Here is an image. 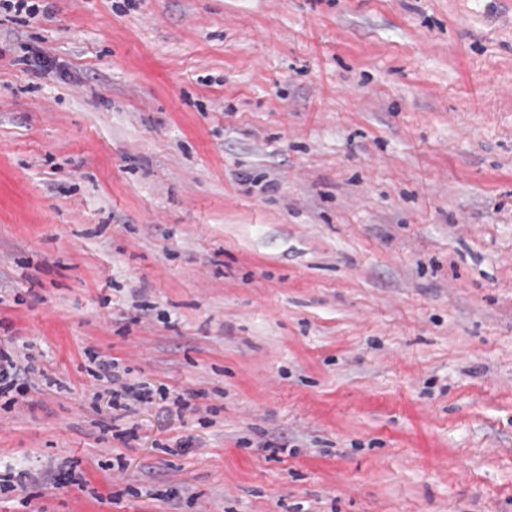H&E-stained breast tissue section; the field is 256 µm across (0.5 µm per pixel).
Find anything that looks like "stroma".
I'll list each match as a JSON object with an SVG mask.
<instances>
[{
	"label": "stroma",
	"mask_w": 512,
	"mask_h": 512,
	"mask_svg": "<svg viewBox=\"0 0 512 512\" xmlns=\"http://www.w3.org/2000/svg\"><path fill=\"white\" fill-rule=\"evenodd\" d=\"M44 3L0 16V336L53 380L0 512H512V0ZM98 370L102 376L107 379L112 385V395L116 398L112 400V415L114 411H123L124 414L129 415L135 412L136 406L147 400V393L141 391L140 388L134 387L133 384L123 382L122 372L119 370V364L114 361H99ZM118 399H122L121 402Z\"/></svg>",
	"instance_id": "1"
}]
</instances>
